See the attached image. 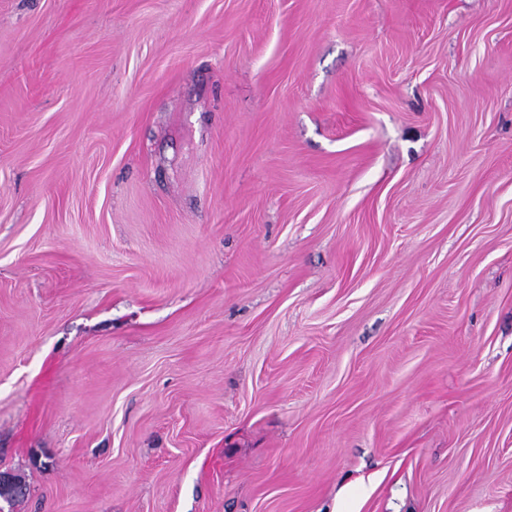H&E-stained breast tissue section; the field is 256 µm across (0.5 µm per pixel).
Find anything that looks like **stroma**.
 <instances>
[{
  "instance_id": "35a3bbf8",
  "label": "stroma",
  "mask_w": 512,
  "mask_h": 512,
  "mask_svg": "<svg viewBox=\"0 0 512 512\" xmlns=\"http://www.w3.org/2000/svg\"><path fill=\"white\" fill-rule=\"evenodd\" d=\"M0 512H512V0H0Z\"/></svg>"
}]
</instances>
